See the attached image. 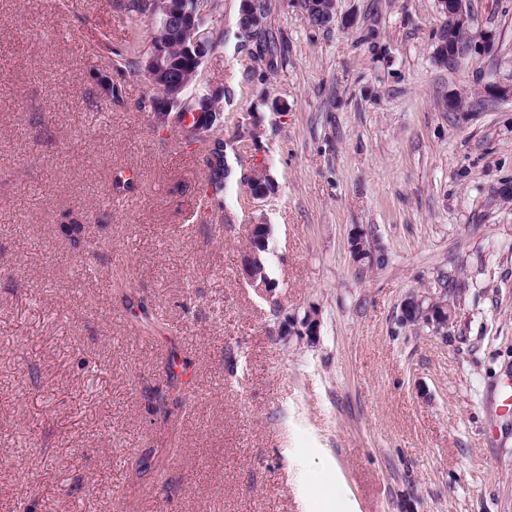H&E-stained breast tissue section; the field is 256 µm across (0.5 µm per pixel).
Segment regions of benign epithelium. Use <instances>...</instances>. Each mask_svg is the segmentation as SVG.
Listing matches in <instances>:
<instances>
[{"label":"benign epithelium","instance_id":"7a95c632","mask_svg":"<svg viewBox=\"0 0 512 512\" xmlns=\"http://www.w3.org/2000/svg\"><path fill=\"white\" fill-rule=\"evenodd\" d=\"M181 3L182 0H170L166 18L179 28L188 54L194 62L201 65L212 51L211 38H209V32L203 29L202 14L183 9ZM437 3L440 12L445 16L444 27L448 28V41L438 44L436 54L445 58L447 66L453 68L473 47V39L470 35L461 43L453 38V35L460 31L469 32L471 19L469 0H437ZM306 9L318 20L328 22L333 17L335 0H308ZM144 69L152 78L160 76L167 80L166 100L154 111L157 126L165 128L173 120L186 131L189 137L201 139L207 144L212 143L211 132L221 119V113L211 110L205 112L200 107L193 109L190 115L180 111L184 106V100L180 96L183 84L179 80L168 78L170 63L167 49L162 46L155 50L146 60ZM246 186L253 198H265L269 192L266 172L260 168L251 170L246 176ZM268 233L269 225L267 224L250 225L251 248L243 257L242 275L260 295L276 304L278 300L274 299V289L271 288L261 258V252L266 250ZM413 309L420 310L429 325L440 332L449 324L454 314L453 303L440 297L432 299L414 292L403 300L399 322L407 323L405 313ZM291 322H293L291 326L286 320L281 322L279 333L282 338L286 339L290 336L312 338L317 335L319 316L316 311H308L301 323L295 318Z\"/></svg>","mask_w":512,"mask_h":512}]
</instances>
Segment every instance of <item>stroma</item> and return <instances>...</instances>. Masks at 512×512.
Wrapping results in <instances>:
<instances>
[{
    "instance_id": "obj_1",
    "label": "stroma",
    "mask_w": 512,
    "mask_h": 512,
    "mask_svg": "<svg viewBox=\"0 0 512 512\" xmlns=\"http://www.w3.org/2000/svg\"><path fill=\"white\" fill-rule=\"evenodd\" d=\"M239 8L215 0L184 92L219 98L218 199L120 56L154 18L0 0V512H512V99L484 91L512 84V0H470L454 69L437 0H336L326 26L267 0L273 55ZM253 224L271 301L241 275ZM446 282L447 335L400 325ZM310 309L314 341L277 336ZM173 354L186 401L162 422ZM178 366L177 362L175 361V357L172 356V358L168 361V363L165 366V373H166V382L164 387H158V389L155 392L154 395V404L152 405L153 413L160 414L163 417V420L166 422L168 421L169 417L172 414L170 406L173 408L179 407V395H177V399L175 402L167 406V400L169 398V393L176 389L175 381L178 378V376L174 372V368Z\"/></svg>"
}]
</instances>
